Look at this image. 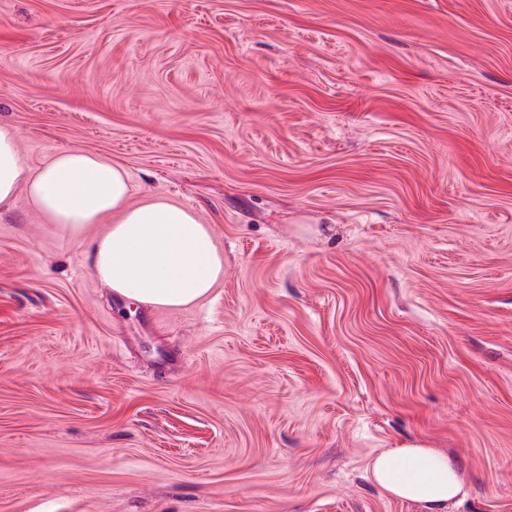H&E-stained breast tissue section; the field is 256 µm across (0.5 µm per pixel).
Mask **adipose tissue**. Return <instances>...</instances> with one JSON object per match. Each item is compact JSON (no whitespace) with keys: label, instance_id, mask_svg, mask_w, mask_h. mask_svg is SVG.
Wrapping results in <instances>:
<instances>
[{"label":"adipose tissue","instance_id":"1","mask_svg":"<svg viewBox=\"0 0 512 512\" xmlns=\"http://www.w3.org/2000/svg\"><path fill=\"white\" fill-rule=\"evenodd\" d=\"M25 192L33 210L61 233L83 242L91 272L123 300L178 309L210 295L224 256L196 212L159 197L130 203L127 171L98 154L70 147L31 168L13 130L0 125V207ZM105 224L87 237L90 225ZM368 472L384 493L446 512L464 494V479L445 453L406 443L374 457Z\"/></svg>","mask_w":512,"mask_h":512}]
</instances>
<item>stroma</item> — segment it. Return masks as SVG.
Returning <instances> with one entry per match:
<instances>
[{
    "label": "stroma",
    "mask_w": 512,
    "mask_h": 512,
    "mask_svg": "<svg viewBox=\"0 0 512 512\" xmlns=\"http://www.w3.org/2000/svg\"><path fill=\"white\" fill-rule=\"evenodd\" d=\"M0 124L224 255L177 310L0 209V512H512V0H0ZM368 472L384 493L420 505L425 512H446L464 496V479L448 455L424 442L406 443L374 457Z\"/></svg>",
    "instance_id": "obj_1"
}]
</instances>
